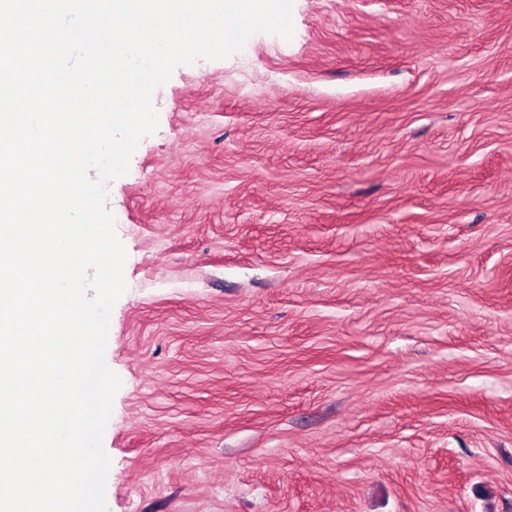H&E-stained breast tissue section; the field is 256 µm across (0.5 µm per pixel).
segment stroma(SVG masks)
<instances>
[{"instance_id":"obj_1","label":"stroma","mask_w":512,"mask_h":512,"mask_svg":"<svg viewBox=\"0 0 512 512\" xmlns=\"http://www.w3.org/2000/svg\"><path fill=\"white\" fill-rule=\"evenodd\" d=\"M110 186L108 512H512V0H293Z\"/></svg>"}]
</instances>
